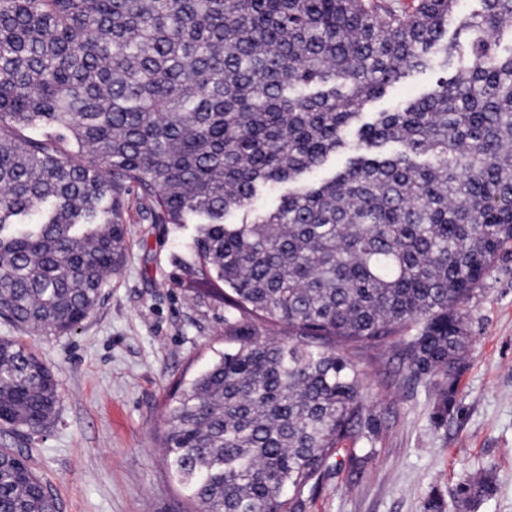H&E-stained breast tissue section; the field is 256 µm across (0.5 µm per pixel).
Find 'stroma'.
<instances>
[{"mask_svg": "<svg viewBox=\"0 0 512 512\" xmlns=\"http://www.w3.org/2000/svg\"><path fill=\"white\" fill-rule=\"evenodd\" d=\"M126 259L76 332L35 335L0 318V339L47 363L60 403L44 435L1 436L24 454L59 512H185L162 446L173 386L224 350V307L174 284L192 224H157L152 204L128 196ZM471 336L456 404L436 424V400L384 372L392 343L360 353L368 395L383 420L376 453L328 469L303 512H423L454 500L468 475L490 471L494 491L474 512H512V249L465 308Z\"/></svg>", "mask_w": 512, "mask_h": 512, "instance_id": "obj_1", "label": "stroma"}]
</instances>
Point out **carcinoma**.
I'll use <instances>...</instances> for the list:
<instances>
[{"label":"carcinoma","mask_w":512,"mask_h":512,"mask_svg":"<svg viewBox=\"0 0 512 512\" xmlns=\"http://www.w3.org/2000/svg\"><path fill=\"white\" fill-rule=\"evenodd\" d=\"M474 2L0 0V317L75 331L122 267L132 188L197 225L176 282L224 304V353L163 436L195 512H301L345 444L376 451L349 346L402 333L398 380L456 403L463 307L512 244V0ZM270 185L273 209L229 220ZM58 403L1 339L0 431L37 436ZM493 483L465 478L458 507ZM0 512H58L6 447ZM431 73L418 74L388 90L385 97L368 106L367 112H380L394 103H402L426 91L432 81Z\"/></svg>","instance_id":"carcinoma-1"}]
</instances>
